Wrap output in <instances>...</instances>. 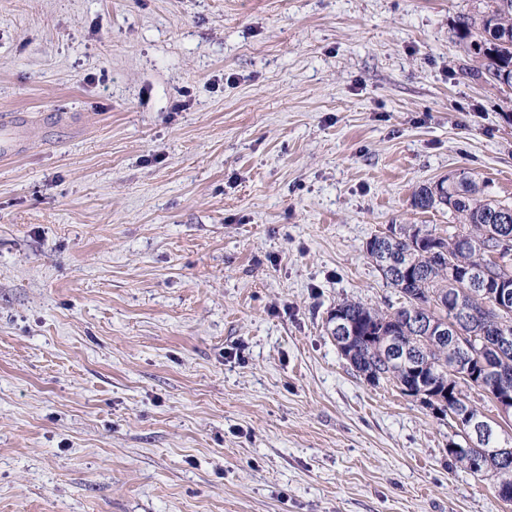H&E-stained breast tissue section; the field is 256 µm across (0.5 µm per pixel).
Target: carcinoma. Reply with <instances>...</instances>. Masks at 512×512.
I'll use <instances>...</instances> for the list:
<instances>
[{"instance_id": "1", "label": "carcinoma", "mask_w": 512, "mask_h": 512, "mask_svg": "<svg viewBox=\"0 0 512 512\" xmlns=\"http://www.w3.org/2000/svg\"><path fill=\"white\" fill-rule=\"evenodd\" d=\"M459 32L468 52L481 60L486 82L512 87V0H487L486 10L460 18ZM412 205L421 210L445 206L462 219L467 230L447 238L419 228H402L376 235L366 242V252L375 258L374 245H386V264L379 266L387 283L407 300L393 312H383L360 301L344 299L335 310L345 314L354 331L351 352H341L354 370L372 375L375 383H393L402 394L415 397L427 408L444 416L457 404L471 409L486 428V446L512 448V437L502 441L494 426L473 406L465 389L474 388L491 395L495 402L512 396V345L504 349L490 338L492 320H500L512 337V313L500 315L485 289L474 282L507 279L512 282V250L500 252L499 262L488 256L499 247V238L512 237V206L489 198L472 175L458 181L443 180L436 188L423 187L413 196ZM458 277H448V267ZM472 309L487 307L479 317L462 319L452 315L457 300ZM416 312L421 320L448 324L445 339L434 338L426 327L410 321ZM474 337L475 374L467 377L458 363L469 357L454 342L460 335ZM462 441L448 442V457L472 469L471 458L460 451ZM480 469L498 476L497 496L512 502V455H492Z\"/></svg>"}]
</instances>
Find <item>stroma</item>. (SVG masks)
<instances>
[{
	"label": "stroma",
	"mask_w": 512,
	"mask_h": 512,
	"mask_svg": "<svg viewBox=\"0 0 512 512\" xmlns=\"http://www.w3.org/2000/svg\"><path fill=\"white\" fill-rule=\"evenodd\" d=\"M484 0H0V512H512L341 356L419 187L512 203ZM28 134L24 115L16 114L0 124V157L6 159L19 153L25 145Z\"/></svg>",
	"instance_id": "1"
}]
</instances>
